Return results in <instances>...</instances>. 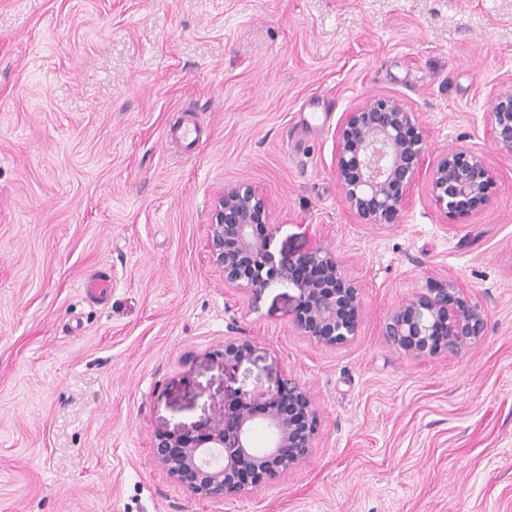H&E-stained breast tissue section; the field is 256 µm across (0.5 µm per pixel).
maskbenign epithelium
Listing matches in <instances>:
<instances>
[{"mask_svg":"<svg viewBox=\"0 0 512 512\" xmlns=\"http://www.w3.org/2000/svg\"><path fill=\"white\" fill-rule=\"evenodd\" d=\"M489 138L512 154V80L491 98ZM429 166V194L439 211L460 217L486 207L496 173L482 154L455 147L432 158L423 129L405 104L376 98L343 113L336 129L334 168L344 201L365 224H393L407 208L416 177ZM278 225L269 223L264 194L250 186L228 187L210 216L207 251L224 273V283L243 290L252 308L273 285L292 288L293 323L308 340L339 347L358 336L360 288L344 275L341 262L318 246L294 259L278 258ZM487 313L465 287L442 277L428 282L386 317L383 336L414 359L460 355L485 334ZM256 350L247 339H224L213 355L235 372ZM322 417L309 392L292 376L267 393L234 389L224 406L204 422L155 433L152 459L191 496L233 502L249 489L268 484L308 459ZM267 431L257 448L254 432Z\"/></svg>","mask_w":512,"mask_h":512,"instance_id":"1","label":"benign epithelium"}]
</instances>
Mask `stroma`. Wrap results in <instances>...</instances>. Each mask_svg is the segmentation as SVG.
<instances>
[{
    "mask_svg": "<svg viewBox=\"0 0 512 512\" xmlns=\"http://www.w3.org/2000/svg\"><path fill=\"white\" fill-rule=\"evenodd\" d=\"M507 78L512 0H0V512H512V155L488 138ZM371 98L405 103L430 156L482 153L491 204L446 217L424 171L396 223H361L336 126ZM237 185L279 256L342 260L351 343L307 341L289 288L254 312L225 286L208 222ZM441 276L486 334L416 361L383 323ZM228 337L256 344L233 373ZM286 375L322 414L298 469L225 505L153 463L155 431Z\"/></svg>",
    "mask_w": 512,
    "mask_h": 512,
    "instance_id": "35a3bbf8",
    "label": "stroma"
}]
</instances>
